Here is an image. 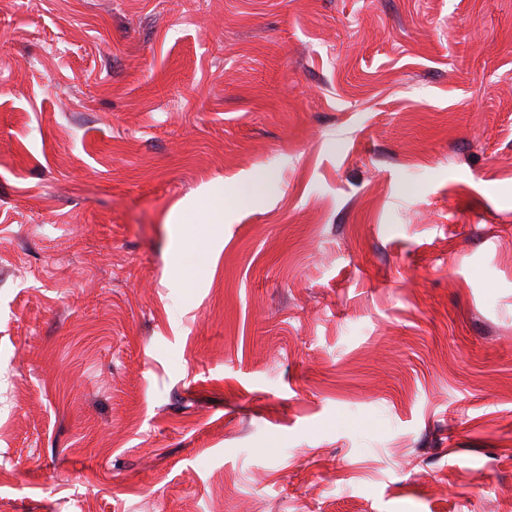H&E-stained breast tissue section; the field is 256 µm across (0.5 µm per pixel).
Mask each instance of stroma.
<instances>
[{
  "instance_id": "obj_1",
  "label": "stroma",
  "mask_w": 512,
  "mask_h": 512,
  "mask_svg": "<svg viewBox=\"0 0 512 512\" xmlns=\"http://www.w3.org/2000/svg\"><path fill=\"white\" fill-rule=\"evenodd\" d=\"M0 512H512V0H0Z\"/></svg>"
}]
</instances>
